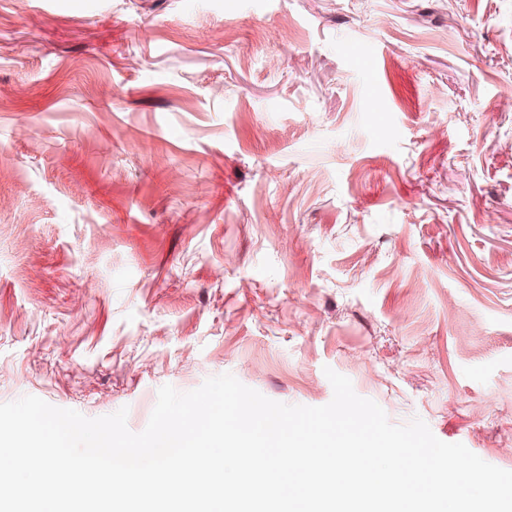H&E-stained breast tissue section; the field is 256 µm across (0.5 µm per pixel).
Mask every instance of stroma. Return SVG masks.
Masks as SVG:
<instances>
[{
    "label": "stroma",
    "mask_w": 512,
    "mask_h": 512,
    "mask_svg": "<svg viewBox=\"0 0 512 512\" xmlns=\"http://www.w3.org/2000/svg\"><path fill=\"white\" fill-rule=\"evenodd\" d=\"M328 367L512 471V0H0V403Z\"/></svg>",
    "instance_id": "1"
}]
</instances>
